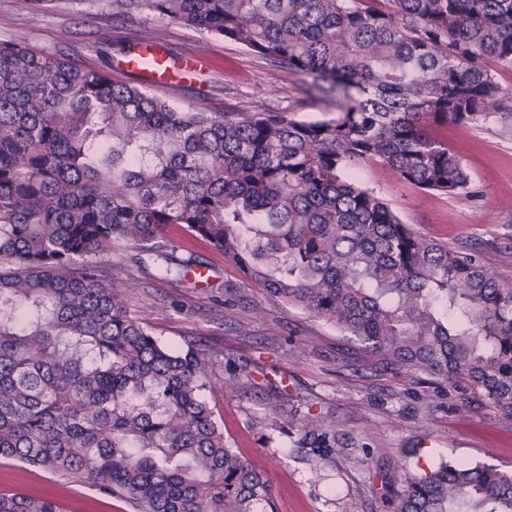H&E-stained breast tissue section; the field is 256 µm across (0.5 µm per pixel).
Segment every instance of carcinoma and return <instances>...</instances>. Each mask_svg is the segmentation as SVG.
<instances>
[{
	"instance_id": "carcinoma-1",
	"label": "carcinoma",
	"mask_w": 512,
	"mask_h": 512,
	"mask_svg": "<svg viewBox=\"0 0 512 512\" xmlns=\"http://www.w3.org/2000/svg\"><path fill=\"white\" fill-rule=\"evenodd\" d=\"M312 78L287 112L168 101L106 71L0 43V457L97 488L134 512H250L262 467L224 439L196 348L161 344L98 260L117 247L187 280L172 227L272 297L334 325L362 360L425 373L512 419V288L478 250L402 223L346 175L367 161L450 197L461 159L431 132L512 110V0H121ZM323 107L326 120L295 112ZM390 512H512V473L448 464ZM0 512H61L0 493Z\"/></svg>"
}]
</instances>
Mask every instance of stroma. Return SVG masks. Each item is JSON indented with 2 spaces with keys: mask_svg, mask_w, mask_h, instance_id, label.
Masks as SVG:
<instances>
[{
  "mask_svg": "<svg viewBox=\"0 0 512 512\" xmlns=\"http://www.w3.org/2000/svg\"><path fill=\"white\" fill-rule=\"evenodd\" d=\"M175 57L204 63L196 75L152 88L178 110L285 112L309 78L259 58L242 46L146 9L121 12L118 0H0V41L111 71L129 46L155 31ZM109 42H102V35ZM470 174V192L449 197L398 180L378 162H362L359 183L385 198L403 223L453 248H480L487 269L512 287V112L480 123L437 128ZM176 255L196 250L209 278L186 287L156 263H136L131 249L104 258L103 280L123 291L130 314L177 349L195 346L215 362V374L236 389L210 397L224 438L245 459L267 468L268 500L251 512H387L409 475L442 461L492 464L512 471V421L473 408L460 417L458 395L429 375L405 377L363 366L335 327L272 300L232 263L192 248L181 233L167 239ZM308 415L339 422L307 433ZM0 492L50 496L61 512H133L94 487L13 459L0 458Z\"/></svg>",
  "mask_w": 512,
  "mask_h": 512,
  "instance_id": "35a3bbf8",
  "label": "stroma"
}]
</instances>
